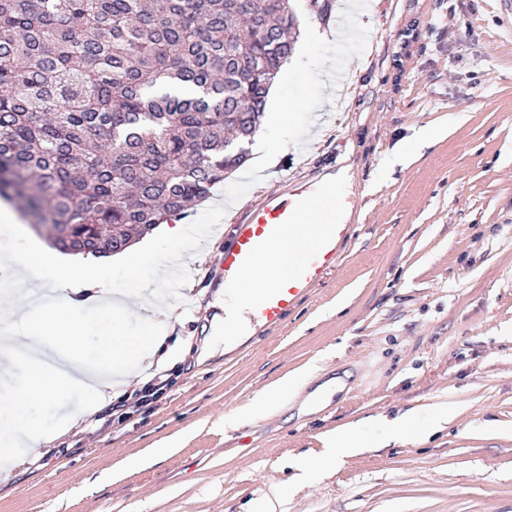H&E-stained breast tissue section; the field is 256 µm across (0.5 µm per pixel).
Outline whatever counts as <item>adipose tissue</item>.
<instances>
[{"label":"adipose tissue","mask_w":512,"mask_h":512,"mask_svg":"<svg viewBox=\"0 0 512 512\" xmlns=\"http://www.w3.org/2000/svg\"><path fill=\"white\" fill-rule=\"evenodd\" d=\"M296 257L293 245L277 246L260 266L228 285L224 292V334L238 335L246 329L251 298L274 277L287 273ZM0 268L15 282L32 275L63 290L60 298L42 303L25 292H0V359L23 364L26 369L19 388L0 393V463L17 466L22 462L23 441L34 442L47 435L44 426L31 419L32 405L71 401L88 391L102 394L111 388L113 377H129L131 362L157 352L166 324L156 315L143 319L142 331L136 336L122 334L121 323L111 324V338L97 367H87L75 355L79 336L89 330L86 313L114 308L127 313L139 305L141 290L113 289L107 275L39 245L19 251L0 244ZM49 336L59 342L52 363L44 360L42 353Z\"/></svg>","instance_id":"adipose-tissue-1"}]
</instances>
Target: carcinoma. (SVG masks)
Here are the masks:
<instances>
[{
	"label": "carcinoma",
	"instance_id": "cac0c4a2",
	"mask_svg": "<svg viewBox=\"0 0 512 512\" xmlns=\"http://www.w3.org/2000/svg\"><path fill=\"white\" fill-rule=\"evenodd\" d=\"M293 0H0V196L118 254L237 170L293 53Z\"/></svg>",
	"mask_w": 512,
	"mask_h": 512
}]
</instances>
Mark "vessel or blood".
Masks as SVG:
<instances>
[{
  "instance_id": "obj_1",
  "label": "vessel or blood",
  "mask_w": 512,
  "mask_h": 512,
  "mask_svg": "<svg viewBox=\"0 0 512 512\" xmlns=\"http://www.w3.org/2000/svg\"><path fill=\"white\" fill-rule=\"evenodd\" d=\"M325 197L324 185L314 181L290 182L284 198L268 196L252 210L247 222L235 225L232 238L224 247L225 278L236 282L255 269L259 258L273 245L285 242L288 232L301 222L305 210ZM346 211V206H338L335 224L304 249L302 257L285 276L260 290L251 310L263 330L271 332L283 327L297 304L334 271L351 236L352 227L344 220Z\"/></svg>"
}]
</instances>
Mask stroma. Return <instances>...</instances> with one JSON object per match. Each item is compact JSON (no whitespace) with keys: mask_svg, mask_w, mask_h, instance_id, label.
Segmentation results:
<instances>
[{"mask_svg":"<svg viewBox=\"0 0 512 512\" xmlns=\"http://www.w3.org/2000/svg\"><path fill=\"white\" fill-rule=\"evenodd\" d=\"M360 21L379 34L363 70L347 63L305 146L187 253L159 352L178 384L120 425L96 406L0 469V512H512V16L497 0H372ZM343 167L354 235L336 270L282 328L225 348L212 321L233 225ZM287 376L298 388L255 413ZM440 408L454 418L435 429ZM409 411L404 440L379 442ZM340 429L365 449L330 467ZM166 440L174 453L121 470Z\"/></svg>","mask_w":512,"mask_h":512,"instance_id":"1","label":"stroma"}]
</instances>
